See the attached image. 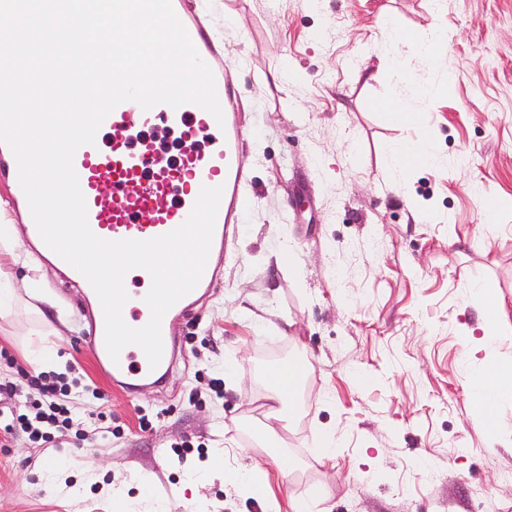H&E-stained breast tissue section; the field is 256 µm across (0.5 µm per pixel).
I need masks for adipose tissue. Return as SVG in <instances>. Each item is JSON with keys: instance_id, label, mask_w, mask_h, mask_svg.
<instances>
[{"instance_id": "1", "label": "adipose tissue", "mask_w": 512, "mask_h": 512, "mask_svg": "<svg viewBox=\"0 0 512 512\" xmlns=\"http://www.w3.org/2000/svg\"><path fill=\"white\" fill-rule=\"evenodd\" d=\"M446 44L447 38L440 27L430 28L423 36H411L386 24L382 27L378 57L381 64L391 66L395 63L399 46H409L419 55L431 58ZM436 161L432 141L426 137L399 143L391 149L389 157L391 173L397 177L410 172L413 164L431 167ZM471 296L484 307L483 336L463 354L470 396L475 403V422L484 431L489 444H501L507 435L499 423V412L504 404L512 403V363L499 357L497 344L507 324L491 282H476Z\"/></svg>"}]
</instances>
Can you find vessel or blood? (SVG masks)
<instances>
[{
    "label": "vessel or blood",
    "mask_w": 512,
    "mask_h": 512,
    "mask_svg": "<svg viewBox=\"0 0 512 512\" xmlns=\"http://www.w3.org/2000/svg\"><path fill=\"white\" fill-rule=\"evenodd\" d=\"M172 7L200 58L214 74L223 122H216L210 113L200 111L192 103L176 108L160 104L146 111L127 101L119 104L102 123L103 128L112 132L111 151H102L95 144L85 145L74 156L88 224L94 234L104 239L146 240L164 235L187 220L202 186L224 188L201 279L162 318L163 352L157 367H150L142 349L135 345L126 346L119 359H111L105 346L103 311L98 308L89 315L86 345L113 385L130 395L148 383H160L173 369L183 349L178 329L189 324L200 299L216 287L230 231L242 223L252 203L240 161L245 129L238 112L233 66L220 51L214 29L199 23L188 0H172ZM159 126L180 132L183 145L177 159L167 158L146 140V129ZM199 137L206 139V149L197 147L195 140ZM0 182L13 189V215L24 223L28 239L34 241L40 252H47L19 184L15 157L3 143ZM128 295L123 308L125 322L135 328L144 326L150 318L144 301L145 289H129Z\"/></svg>",
    "instance_id": "vessel-or-blood-1"
}]
</instances>
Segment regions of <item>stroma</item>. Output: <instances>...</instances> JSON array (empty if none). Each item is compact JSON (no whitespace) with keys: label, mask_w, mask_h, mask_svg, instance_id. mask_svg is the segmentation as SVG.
<instances>
[{"label":"stroma","mask_w":512,"mask_h":512,"mask_svg":"<svg viewBox=\"0 0 512 512\" xmlns=\"http://www.w3.org/2000/svg\"><path fill=\"white\" fill-rule=\"evenodd\" d=\"M192 2L235 65L252 208L194 340L163 386L133 397L79 342L86 294L33 247L0 243L18 286L0 353L26 367L56 344L50 371L79 378L68 401L90 437L35 448L0 434V512H292L317 486L316 512H512V445L489 446L475 425L461 364L466 337L482 335L475 281L495 285L512 323V210L487 223L470 192L512 199V0H444L434 16L424 0ZM388 15L414 35L442 27L447 49L403 46L397 70L380 67ZM402 100L421 124L389 123L381 104ZM425 136L439 163L393 184L388 147ZM286 245L291 268L277 261ZM295 358L311 368L282 421L268 376ZM100 408L120 436L91 419ZM323 428L342 441L329 460L312 445ZM184 440L196 449L180 460ZM255 465L263 497L224 478Z\"/></svg>","instance_id":"35a3bbf8"}]
</instances>
